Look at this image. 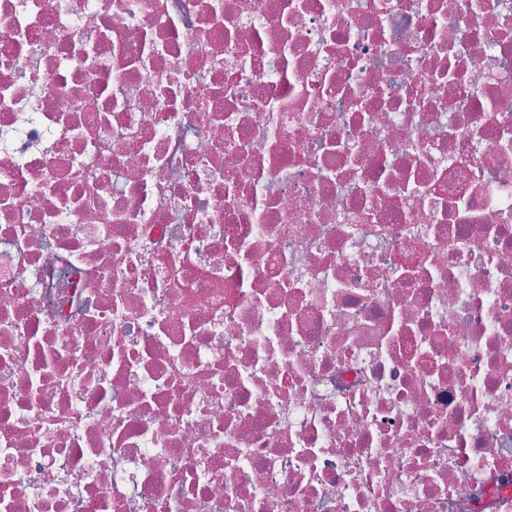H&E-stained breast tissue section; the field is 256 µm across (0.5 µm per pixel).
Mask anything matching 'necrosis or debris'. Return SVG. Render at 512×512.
<instances>
[{
  "mask_svg": "<svg viewBox=\"0 0 512 512\" xmlns=\"http://www.w3.org/2000/svg\"><path fill=\"white\" fill-rule=\"evenodd\" d=\"M0 512H512V0H0Z\"/></svg>",
  "mask_w": 512,
  "mask_h": 512,
  "instance_id": "obj_1",
  "label": "necrosis or debris"
}]
</instances>
